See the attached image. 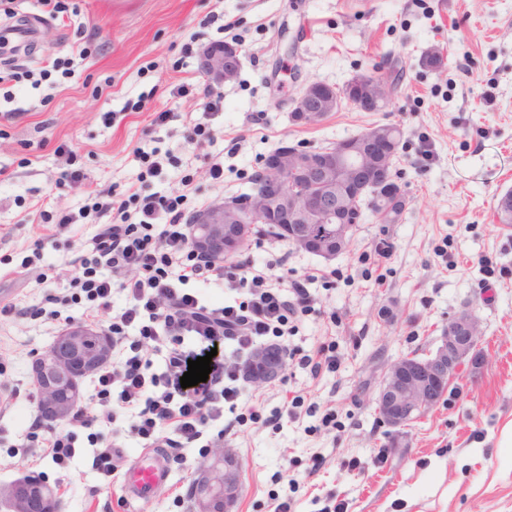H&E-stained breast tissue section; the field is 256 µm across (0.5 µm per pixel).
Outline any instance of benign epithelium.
<instances>
[{
	"label": "benign epithelium",
	"mask_w": 512,
	"mask_h": 512,
	"mask_svg": "<svg viewBox=\"0 0 512 512\" xmlns=\"http://www.w3.org/2000/svg\"><path fill=\"white\" fill-rule=\"evenodd\" d=\"M240 49L225 42L202 47L199 71L213 86L236 79ZM347 98L376 110L388 98L387 81L358 75L346 87ZM335 87L311 82L292 99V111L304 122L320 119L336 109ZM395 140L375 130L364 131L336 148L302 152L295 147L278 151L259 170L260 183L240 199L226 198L191 215L192 251L215 263H224L249 245L257 224H281L296 248L326 260L345 251L354 225L346 217L349 202L370 189L391 183ZM479 323L462 310L448 318L440 343L424 358L403 356L393 362L375 398L384 426L397 431L445 401L450 381L463 362L479 353ZM112 355V339L81 322L69 324L54 345L33 363L38 391L37 410L52 427L65 424L81 403L80 380L102 368ZM288 351L276 344L260 346L238 363V371L255 386L282 373ZM224 472H203L198 496L211 497L213 506L201 512H233L240 483L238 463L222 456ZM0 512H63L62 501L43 482L16 480Z\"/></svg>",
	"instance_id": "1"
}]
</instances>
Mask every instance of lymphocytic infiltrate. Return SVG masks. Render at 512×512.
I'll use <instances>...</instances> for the list:
<instances>
[{
	"label": "lymphocytic infiltrate",
	"instance_id": "lymphocytic-infiltrate-1",
	"mask_svg": "<svg viewBox=\"0 0 512 512\" xmlns=\"http://www.w3.org/2000/svg\"><path fill=\"white\" fill-rule=\"evenodd\" d=\"M185 196L138 191L125 197H109L93 204L95 213H113L115 223L99 225L96 233L81 241L72 260L69 292L48 296L47 306L29 309L33 319L56 321L69 303H85L86 313L110 312L107 326L113 347L122 352L111 369L96 376V408H78L66 433L48 428L44 448L55 463L67 464L76 454V432L115 422L117 411L135 416L134 431L144 442L157 444L162 426H171L185 440H200L207 423L220 422L225 404L243 393L236 369L213 374L200 395L182 392L186 372L185 353L172 349L165 369L156 373L142 355L145 341L168 336L182 342L210 341L224 337L237 352L246 354L263 337L288 333V321L296 311H309L314 298L303 283L284 288L255 266L243 277L225 275L222 267L196 256L189 244ZM196 282L232 291L246 289L243 302L210 307L184 284ZM126 294V305L112 308V290Z\"/></svg>",
	"mask_w": 512,
	"mask_h": 512
}]
</instances>
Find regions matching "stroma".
<instances>
[{
	"label": "stroma",
	"instance_id": "stroma-1",
	"mask_svg": "<svg viewBox=\"0 0 512 512\" xmlns=\"http://www.w3.org/2000/svg\"><path fill=\"white\" fill-rule=\"evenodd\" d=\"M66 2L56 16L42 0H0V23L22 10L44 18L29 78L10 80L13 63L0 61V302L26 308L66 294L79 239L112 221L91 213L97 197L183 194L194 212L251 193L279 147L331 145L383 123L404 132L394 168L408 204L397 223L366 215L330 262L253 237L241 263L286 284L309 277L317 302L290 318L294 354L279 378L246 385L208 439L158 458L168 478L141 512H196L200 470L227 449L241 466L237 512H274L285 498L294 512L336 502L346 512H512V227L494 218L497 196L512 189V0ZM224 41L240 47V73L212 87L199 51ZM429 52L440 67L422 66ZM67 59L71 74L53 68ZM391 62L404 80L382 110L345 103L296 120L290 100L303 83L341 88ZM71 171L80 182L64 180ZM82 210L74 229L48 233L57 213ZM466 308L479 321L480 362L458 371L449 401L388 434L374 398L390 365L425 357ZM64 327L0 320V490L37 471L64 512H130L121 475L145 452L130 414L101 429L118 455L108 486L86 432L61 467L30 427L32 362ZM323 344L338 366L315 377L300 357ZM312 403L332 422L308 416Z\"/></svg>",
	"mask_w": 512,
	"mask_h": 512
}]
</instances>
